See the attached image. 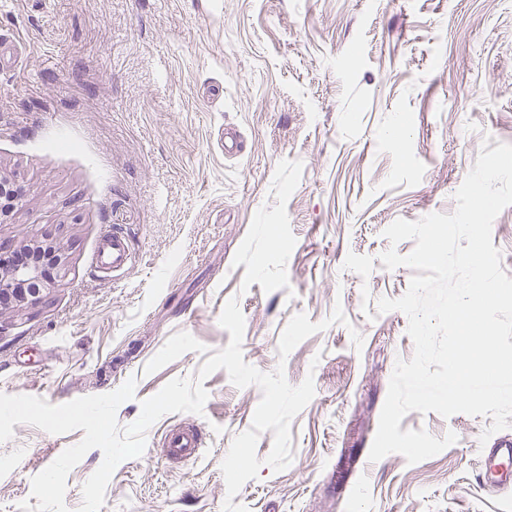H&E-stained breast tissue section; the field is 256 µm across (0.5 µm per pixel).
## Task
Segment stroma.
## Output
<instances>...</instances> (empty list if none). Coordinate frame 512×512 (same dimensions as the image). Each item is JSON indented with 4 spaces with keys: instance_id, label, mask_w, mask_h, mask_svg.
Here are the masks:
<instances>
[{
    "instance_id": "1",
    "label": "stroma",
    "mask_w": 512,
    "mask_h": 512,
    "mask_svg": "<svg viewBox=\"0 0 512 512\" xmlns=\"http://www.w3.org/2000/svg\"><path fill=\"white\" fill-rule=\"evenodd\" d=\"M0 169L24 190L0 239L58 248L54 288L0 312V393L60 405L135 379L116 413L196 378L245 318L243 359L283 367L315 395L291 422L292 462L263 465L234 501L248 512H512L476 464L488 417L408 413L401 429L458 440L407 464L369 459L408 318L378 313L411 268H384L394 221L453 213L484 143L512 144V0H0ZM220 95H211V88ZM241 150L224 152V131ZM121 233V271L97 249ZM345 323H330L335 308ZM326 329L287 357L292 316ZM360 334L362 346L352 336ZM203 414L173 413L115 469L100 512H223L221 463L252 424L257 386L209 375ZM189 422L205 447L172 462ZM0 442V512L37 505L32 478L83 430L27 424ZM165 451L175 459H194L204 447L202 435L193 425H175L171 427L164 440Z\"/></svg>"
}]
</instances>
